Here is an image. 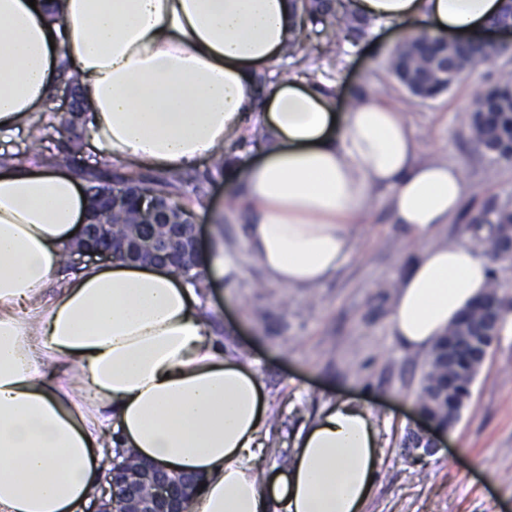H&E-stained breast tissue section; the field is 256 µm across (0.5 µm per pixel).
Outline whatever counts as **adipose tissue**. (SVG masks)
Returning a JSON list of instances; mask_svg holds the SVG:
<instances>
[{
  "label": "adipose tissue",
  "instance_id": "1",
  "mask_svg": "<svg viewBox=\"0 0 512 512\" xmlns=\"http://www.w3.org/2000/svg\"><path fill=\"white\" fill-rule=\"evenodd\" d=\"M293 0H0V133L25 127L63 80L86 90L93 146L129 169L171 173L226 154L260 112L257 159L241 158L250 252L267 278L314 288L356 246L373 187L428 237L458 211L461 170L414 161L415 141L373 97L339 111L293 78L256 77L296 35ZM400 31L462 38L499 0H352ZM60 168L0 165V512H81L113 449L199 473L189 512H363L380 438L347 399L303 426L287 469L266 472L269 409L251 367L227 355L182 276L114 261L58 273L87 212ZM467 243L427 248L391 316L406 346H432L486 293Z\"/></svg>",
  "mask_w": 512,
  "mask_h": 512
}]
</instances>
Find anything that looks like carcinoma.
<instances>
[{"mask_svg":"<svg viewBox=\"0 0 512 512\" xmlns=\"http://www.w3.org/2000/svg\"><path fill=\"white\" fill-rule=\"evenodd\" d=\"M300 10V27L311 23L319 27L321 55L331 57L336 53L341 36L358 39L365 33L368 25L366 19L349 8L346 0H298ZM317 47L306 43L303 35L289 42L284 49L283 60H291L272 67L274 75L264 74L259 77V84L267 88L278 79H285L291 73H307L301 65L307 63ZM498 54V51L483 44H470L461 48L454 47L451 56L455 61L478 65L485 59ZM437 54L427 51L417 38L406 34L400 38L388 60L389 72L398 84L411 96L423 101L434 100L448 93L457 83V71H448L443 80L433 77L431 66L436 62ZM512 84L497 81L485 88L477 100V108L470 120V131L478 137L493 139L499 146L494 155L496 161H512V107L508 105L509 89ZM66 121L59 125H43L37 121L32 125L36 130L30 147L13 154V158L21 163L44 155L47 147L44 142L47 136L44 130L53 128L61 133ZM194 181L188 173L147 174L139 171H123L114 175V184H135L142 191L166 196L178 208H184L183 188ZM470 230L476 241L480 242L496 234L498 225L512 224V210L497 207L481 209L469 219ZM201 295L208 289L206 274L203 270L191 269L181 272ZM493 339L476 337L471 340L458 341L454 344L448 339H440L430 350L427 369L423 373L417 396L419 407L434 419L443 422L448 413L460 411L470 396L474 381L473 365L476 361L475 352L482 345H491Z\"/></svg>","mask_w":512,"mask_h":512,"instance_id":"1","label":"carcinoma"}]
</instances>
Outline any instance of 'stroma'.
<instances>
[{
    "label": "stroma",
    "mask_w": 512,
    "mask_h": 512,
    "mask_svg": "<svg viewBox=\"0 0 512 512\" xmlns=\"http://www.w3.org/2000/svg\"><path fill=\"white\" fill-rule=\"evenodd\" d=\"M397 41L393 26L370 23L363 38L341 42L334 63L313 65L312 75L335 92L339 107L369 94L392 104L417 143L416 162L460 167L469 186L466 205L490 197L512 204V162L490 160L469 137L477 93L512 71V54L479 64L448 94L422 101L403 91L386 67ZM89 141L87 122L72 119L49 146L84 144L73 172L112 177L119 164L88 150ZM198 176L199 190L185 195L203 245L221 239L242 269L236 280L216 281L201 304L212 311L225 350L249 352L279 420L278 453L267 456V465L291 453L292 435L324 406L353 397L382 438L366 512H512V339L492 343L459 421L436 435L435 453L418 457L406 449L424 425L417 392L428 353L393 336L390 316L400 281L428 244L471 241L464 217L442 225L432 239L415 237L394 221L392 188L379 187L355 220L357 246L336 275L309 290L284 288L250 258L246 216L228 204L237 187L205 169Z\"/></svg>",
    "instance_id": "obj_1"
}]
</instances>
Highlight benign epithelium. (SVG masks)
I'll list each match as a JSON object with an SVG mask.
<instances>
[{"label": "benign epithelium", "mask_w": 512, "mask_h": 512, "mask_svg": "<svg viewBox=\"0 0 512 512\" xmlns=\"http://www.w3.org/2000/svg\"><path fill=\"white\" fill-rule=\"evenodd\" d=\"M490 33L502 36L500 44L512 45V0ZM90 206L81 224L78 242L69 252L75 265L86 258L120 259L130 263L172 271L203 267L199 227L193 213L181 211L167 199L142 196L141 210L129 223L132 229L114 234L105 218L120 202L117 190L108 187L88 190ZM491 249L503 262H512V229L496 234ZM502 305L480 301L473 317L484 336H497ZM412 450L430 454L436 444L425 432H416L409 442ZM201 479L190 471L172 473L164 466L121 452L109 459V469L95 501V512H188V504L200 489Z\"/></svg>", "instance_id": "7a95c632"}]
</instances>
